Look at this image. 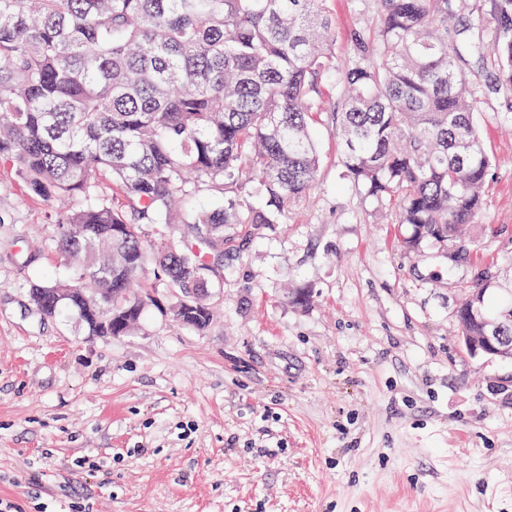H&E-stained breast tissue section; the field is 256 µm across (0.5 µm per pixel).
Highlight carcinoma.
<instances>
[{
	"instance_id": "obj_1",
	"label": "carcinoma",
	"mask_w": 512,
	"mask_h": 512,
	"mask_svg": "<svg viewBox=\"0 0 512 512\" xmlns=\"http://www.w3.org/2000/svg\"><path fill=\"white\" fill-rule=\"evenodd\" d=\"M328 0H0V172L55 216L65 274L39 279L41 313H75L93 336H124L155 304L146 265L172 290V320L201 331L224 287V242L286 223L320 164L315 126L333 66ZM350 32L336 134L350 183L376 206L400 202L408 253L451 267L482 207L493 160L474 122L466 70L492 58L487 91L512 92V0L451 26L457 0H374ZM188 234L152 246L145 228ZM95 285L56 297L58 288ZM472 306L512 336V291Z\"/></svg>"
}]
</instances>
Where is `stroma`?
Segmentation results:
<instances>
[{
    "mask_svg": "<svg viewBox=\"0 0 512 512\" xmlns=\"http://www.w3.org/2000/svg\"><path fill=\"white\" fill-rule=\"evenodd\" d=\"M337 64L373 0H329ZM286 223L224 246L202 331L160 288L142 327L89 335L29 297L63 270L48 209L0 191V503L8 512H512V364L466 354L454 313L487 269L512 287V96L479 94L494 161L455 270L401 251L344 176L333 112ZM311 289L299 308L291 291Z\"/></svg>",
    "mask_w": 512,
    "mask_h": 512,
    "instance_id": "stroma-1",
    "label": "stroma"
}]
</instances>
